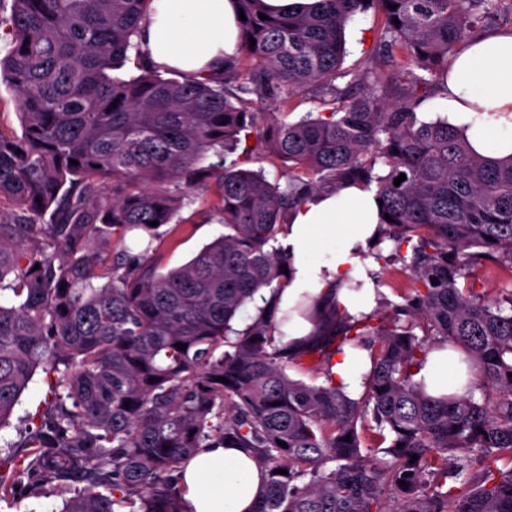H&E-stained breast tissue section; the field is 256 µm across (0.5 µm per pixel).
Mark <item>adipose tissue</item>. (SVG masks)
<instances>
[{
    "label": "adipose tissue",
    "instance_id": "1",
    "mask_svg": "<svg viewBox=\"0 0 512 512\" xmlns=\"http://www.w3.org/2000/svg\"><path fill=\"white\" fill-rule=\"evenodd\" d=\"M240 27L232 0H150L142 23L141 48L155 65L177 75L215 72L236 57ZM426 107H441L448 121L478 154L512 155V31L473 36L453 61L438 93ZM380 207L373 190L356 185L331 195L312 194L294 208L280 236L291 264V280L277 293L256 294L252 316L266 303L277 307L278 346L299 350L323 330L320 301H336L354 317L371 314L376 291L343 287L363 271L361 255L378 226ZM371 368L370 352L346 346L330 372L346 394L361 391ZM435 398L469 396L477 379L465 353L450 345L428 351L414 375ZM186 512H254L266 490L251 452L242 448L197 449L181 464Z\"/></svg>",
    "mask_w": 512,
    "mask_h": 512
}]
</instances>
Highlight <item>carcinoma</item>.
I'll return each instance as SVG.
<instances>
[{"label":"carcinoma","mask_w":512,"mask_h":512,"mask_svg":"<svg viewBox=\"0 0 512 512\" xmlns=\"http://www.w3.org/2000/svg\"><path fill=\"white\" fill-rule=\"evenodd\" d=\"M236 2L252 64L166 79L134 42L147 0H12L0 80L21 134L0 130V198L19 211L0 224V426L39 368L53 400L0 461V490L82 481L62 512H185L182 461L227 443L267 473L255 512H386L390 500L397 512H512V467L499 466L512 458V290L460 288L483 270L512 274V156H481L447 120L417 112L478 24L512 0H318L283 14ZM371 8L385 17L382 57L406 60L356 94L361 78L336 85L348 76L344 31ZM131 52L140 74L127 77ZM312 85L329 94L315 118L252 111ZM211 152L237 157L206 165ZM269 158L288 164L285 187L248 168ZM211 180L224 235L158 271L152 242ZM351 183L373 187L392 218L369 278L377 289L400 265L413 283L404 303L356 319L327 302L326 334L296 353L275 345L271 312L234 329L255 294L288 284L274 242L290 210ZM133 230L137 256L120 248ZM349 343L371 356L358 399L330 373ZM441 343L476 357L481 399L435 400L413 380ZM306 357L324 382L285 372ZM366 434L388 459L363 453Z\"/></svg>","instance_id":"cac0c4a2"}]
</instances>
